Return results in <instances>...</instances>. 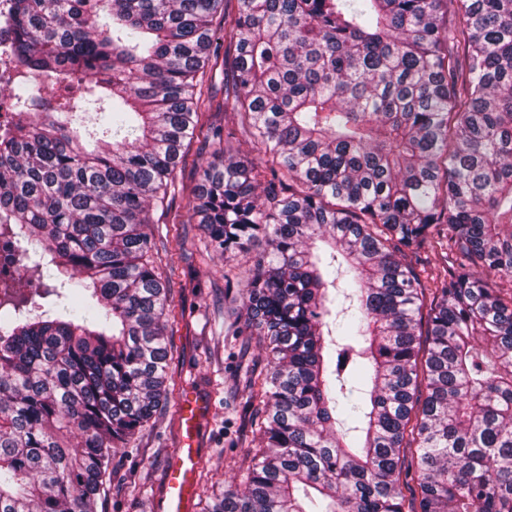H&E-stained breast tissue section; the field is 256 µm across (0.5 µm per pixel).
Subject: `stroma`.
I'll return each mask as SVG.
<instances>
[{"label": "stroma", "mask_w": 512, "mask_h": 512, "mask_svg": "<svg viewBox=\"0 0 512 512\" xmlns=\"http://www.w3.org/2000/svg\"><path fill=\"white\" fill-rule=\"evenodd\" d=\"M204 161L199 141L189 143L178 192L167 208L155 209L151 227L158 237L186 234L181 254L162 253L155 262L175 306L168 323L174 395L162 415L116 450V466L98 498L97 512H159L164 472L179 446L178 407L187 392L214 403L212 416L199 431L200 463L189 512H204L208 496L239 483L260 446L258 431L247 422L243 380L250 369L264 367L267 357L256 345L243 350L241 337L227 333L224 275L252 265L264 246L256 244L248 254H223L209 243L188 204ZM176 215L181 224L173 223Z\"/></svg>", "instance_id": "35a3bbf8"}]
</instances>
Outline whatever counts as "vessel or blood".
<instances>
[{"label":"vessel or blood","instance_id":"obj_1","mask_svg":"<svg viewBox=\"0 0 512 512\" xmlns=\"http://www.w3.org/2000/svg\"><path fill=\"white\" fill-rule=\"evenodd\" d=\"M210 406L195 393H188L179 406V414L185 425L183 446L172 456L164 477L165 494L162 512H188L191 503L189 478L199 465L195 447L197 429L201 419L209 414Z\"/></svg>","mask_w":512,"mask_h":512}]
</instances>
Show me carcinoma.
<instances>
[{
	"mask_svg": "<svg viewBox=\"0 0 512 512\" xmlns=\"http://www.w3.org/2000/svg\"><path fill=\"white\" fill-rule=\"evenodd\" d=\"M12 25L0 238L32 293L0 281V512H96L167 408L154 255L183 237L148 225L197 134L210 244L267 245L225 282L267 353L263 448L208 512H512V0H14Z\"/></svg>",
	"mask_w": 512,
	"mask_h": 512,
	"instance_id": "1",
	"label": "carcinoma"
}]
</instances>
